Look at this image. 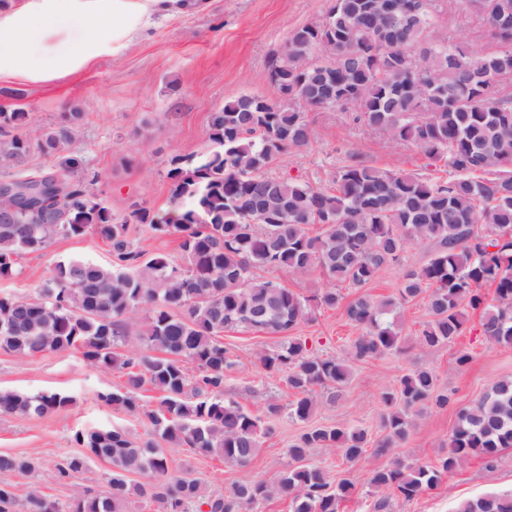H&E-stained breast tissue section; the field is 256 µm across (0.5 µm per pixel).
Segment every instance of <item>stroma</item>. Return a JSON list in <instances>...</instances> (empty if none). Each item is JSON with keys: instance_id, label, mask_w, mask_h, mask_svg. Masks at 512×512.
<instances>
[{"instance_id": "stroma-1", "label": "stroma", "mask_w": 512, "mask_h": 512, "mask_svg": "<svg viewBox=\"0 0 512 512\" xmlns=\"http://www.w3.org/2000/svg\"><path fill=\"white\" fill-rule=\"evenodd\" d=\"M326 8L327 0H209L202 12L152 17L119 49L104 47L92 61L61 76L1 75L0 112L26 113L21 134L36 137L55 130L64 112L83 115L77 135L61 155L31 150L21 170L50 169L60 156H78L83 160L80 177L92 180L98 199L115 216L128 214L136 204L149 208L155 217L166 216L172 210L167 178L172 156L212 148L208 116L228 99L250 93L277 100L279 92L268 76L269 57L284 47L290 30L319 22ZM479 28L470 0H449L443 30L451 41L473 42ZM86 38L80 20L69 15L59 20L55 31L37 39L32 50L42 56H63ZM306 117L313 129L310 144L281 158L274 174L301 175L326 184L355 153L368 164L395 172L448 175L447 168L427 159L415 146L371 133L354 113L310 109ZM430 248L426 241L412 243L400 264L379 273L368 294L377 298L395 294L405 272L421 267ZM73 259L107 265L112 253L93 231L55 238L45 250L19 258L15 274L0 279V295L36 296L55 266ZM295 333L307 339L315 354L350 359L348 347L359 330L339 305L314 310ZM223 342L235 363L227 374L226 393L236 395L257 414L263 413L268 398L284 405L293 401L285 378L267 375L257 362L259 353L281 344V337L239 330L226 332ZM462 354L470 360L461 368L456 359ZM350 361L352 377L336 400L317 398L306 422L281 414L249 467H232L217 458L169 447L165 453L171 467L200 479L217 494L236 482L275 479L289 461L290 446L307 427L357 426L378 438L382 392L396 387L415 367L431 368L448 404L442 408L432 404L415 413L404 443L382 455L368 447L354 463L346 462L333 448L310 451L311 461L330 476L355 484L356 492L342 512H369L372 490L367 479L374 468L395 457L436 461L447 446L458 411L472 406L496 381L512 377V347L486 340L477 311L467 313L462 335L450 344L415 346L404 355ZM123 382L119 372L90 366L77 350L34 357L0 352V389L31 395L58 392L72 399L68 406L43 417L0 418V453L25 455L37 464L34 473L16 477L19 498H26L36 487L59 500L69 499L73 486L58 483L55 465L78 452L77 431L119 425L144 434L143 419L113 410L100 399ZM508 491H512V448L501 452L493 468L474 459L431 493L410 502L394 501L392 512H455L461 500Z\"/></svg>"}]
</instances>
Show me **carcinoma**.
<instances>
[{
	"label": "carcinoma",
	"mask_w": 512,
	"mask_h": 512,
	"mask_svg": "<svg viewBox=\"0 0 512 512\" xmlns=\"http://www.w3.org/2000/svg\"><path fill=\"white\" fill-rule=\"evenodd\" d=\"M473 2L483 21L478 51L432 39L444 23L437 0H329L320 23L293 29L285 50L268 60L279 93L310 108L356 112L370 130L443 164L452 174L446 180L353 157L327 187L299 175H273L277 159L308 146L313 129L293 106L246 93L210 113L211 150L170 159L176 224L156 223L142 206L116 218L97 201L91 182L75 176L82 164L75 157L61 158L54 169L15 174L60 209H37L31 200L11 221H0V277L14 274L21 255L89 230L108 242L112 264L59 263L38 296H0V329H10L0 332V350L32 357L76 349L88 364L125 377L123 389L101 399L147 422L140 437L120 426L76 432L82 451L56 465L58 481L70 483L96 457L111 464L107 486L76 489L65 504L34 489L28 512H128L134 497L158 504L160 512H255L276 497L288 498L291 512H340L354 485L331 479L309 461V452L337 448L357 461L370 443L362 428H309L288 449L290 462L276 480L236 482L222 494L172 472L161 448L165 443L246 467L261 439L273 434L270 419L282 411L277 400H267L260 417L224 396L234 366L221 341L227 329L284 338L258 361L266 373L285 375L296 394L290 414L301 421L313 413L316 390L333 400L348 382L346 361L319 356L293 335L313 309L336 307L339 290L304 297L260 278L259 270L286 268L302 276L318 269L358 293L346 308L361 330L350 345L357 361L404 352L397 309L422 294L430 321L417 346L453 342L470 309L481 311L490 343L512 346V91L503 88L512 79V0ZM323 46L330 55H319ZM79 119L71 112L58 129L32 141L17 133L25 113L0 112V169L16 167L33 148L59 153L75 137ZM131 224L145 225L156 237L178 235L184 264L160 253L144 259L129 238ZM312 226L318 227L314 234ZM413 241L430 242L428 261L406 273L396 295H366L363 288L400 263ZM485 286L494 288L491 303ZM141 306L151 316L139 328L130 314ZM133 331L151 354H117ZM189 363L196 372H189ZM147 384L160 393L154 408L140 399ZM381 401L386 411L376 448L384 452L408 439L416 410L445 406L448 396L436 390L432 370L419 368ZM70 402L55 392L0 390V416L44 417ZM511 447L512 378H505L459 410L448 452L437 462L396 459L373 470L367 484L378 496L371 512H390L395 497L410 501L437 489L474 458L491 467L500 449ZM34 469L27 456L0 454V512H18L12 477ZM135 474L144 481L130 479ZM456 512H512V492L462 500Z\"/></svg>",
	"instance_id": "obj_1"
}]
</instances>
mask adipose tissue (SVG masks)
Returning <instances> with one entry per match:
<instances>
[{
	"mask_svg": "<svg viewBox=\"0 0 512 512\" xmlns=\"http://www.w3.org/2000/svg\"><path fill=\"white\" fill-rule=\"evenodd\" d=\"M206 7V0H32L26 12L0 14V75L74 70L96 57L103 44L122 45L153 15ZM66 14L79 17L89 39L76 52L61 58L34 55L29 49L32 37L50 30L58 17Z\"/></svg>",
	"mask_w": 512,
	"mask_h": 512,
	"instance_id": "obj_1",
	"label": "adipose tissue"
}]
</instances>
